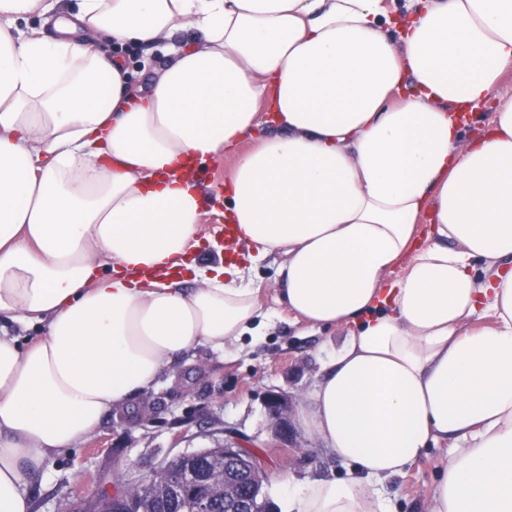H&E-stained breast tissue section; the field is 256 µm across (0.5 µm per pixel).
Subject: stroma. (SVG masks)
Segmentation results:
<instances>
[{
    "mask_svg": "<svg viewBox=\"0 0 512 512\" xmlns=\"http://www.w3.org/2000/svg\"><path fill=\"white\" fill-rule=\"evenodd\" d=\"M281 262L272 254L247 268L266 316L262 340L244 337L232 355L202 346L177 357L155 391L108 411L90 439L46 459L28 487L31 512H93L100 489H122L182 454L222 446L263 460V493L274 504L281 472L301 481L347 477L348 464L299 424L303 400L344 333L295 321L277 291ZM272 392L290 404L291 435L285 442L276 439L267 413ZM453 451V441L440 442L404 474L383 481L381 490L395 512H425Z\"/></svg>",
    "mask_w": 512,
    "mask_h": 512,
    "instance_id": "35a3bbf8",
    "label": "stroma"
}]
</instances>
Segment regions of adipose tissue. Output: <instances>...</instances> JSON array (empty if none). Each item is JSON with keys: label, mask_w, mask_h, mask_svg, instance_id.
Returning <instances> with one entry per match:
<instances>
[{"label": "adipose tissue", "mask_w": 512, "mask_h": 512, "mask_svg": "<svg viewBox=\"0 0 512 512\" xmlns=\"http://www.w3.org/2000/svg\"><path fill=\"white\" fill-rule=\"evenodd\" d=\"M59 2L0 0V315L45 328H0V512H29L43 461L175 357L261 336L241 263L188 258L187 171L267 119L224 218L250 261L284 255L296 320L346 331L299 423L352 474L281 473L287 512H392L369 482L447 438L426 512H512V97L464 131L512 68V0ZM34 15L56 36L22 29ZM79 28L146 66L159 50L158 76L136 84Z\"/></svg>", "instance_id": "ef3b65f1"}]
</instances>
